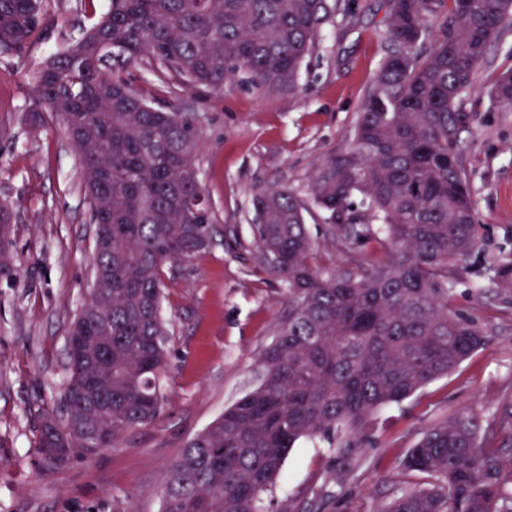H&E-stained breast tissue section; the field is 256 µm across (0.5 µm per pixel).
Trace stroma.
<instances>
[{
  "label": "stroma",
  "mask_w": 512,
  "mask_h": 512,
  "mask_svg": "<svg viewBox=\"0 0 512 512\" xmlns=\"http://www.w3.org/2000/svg\"><path fill=\"white\" fill-rule=\"evenodd\" d=\"M334 13L301 67L298 90L270 93L236 80L223 91H178L181 111L201 127V179L214 214L211 249L165 268L169 329L166 405L93 460L42 472L38 414L60 405L69 376L67 333L92 288L94 226L76 153L60 121L35 109L30 73L108 8V0H52L40 36L20 57L0 58V201L12 204L19 274L0 281V512H159L163 478L187 440L256 381L257 358L288 316V296L256 262L250 226L257 189L286 184L308 196L312 175L347 148L373 74L388 51L382 0H351ZM468 108L476 114L467 157L478 244L449 261L451 306L476 319L486 345L447 376L376 414L359 466L335 481L327 444L302 440L285 462L267 512H378L424 483L402 462L421 435L468 410L480 439L506 440L501 414L512 405V290L486 273L512 257V109L484 88L512 65V31L495 45ZM319 263L371 268V250L346 248L317 210L307 216Z\"/></svg>",
  "instance_id": "1"
}]
</instances>
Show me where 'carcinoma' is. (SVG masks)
Here are the masks:
<instances>
[{
  "label": "carcinoma",
  "instance_id": "carcinoma-1",
  "mask_svg": "<svg viewBox=\"0 0 512 512\" xmlns=\"http://www.w3.org/2000/svg\"><path fill=\"white\" fill-rule=\"evenodd\" d=\"M48 0H0V55L20 56ZM392 46L374 74L352 144L309 185L336 240L379 253L373 269L323 268L307 202L283 184L252 197L258 263L288 293V318L260 357L262 378L188 439L163 482L161 512H264L288 452L328 443L334 478L353 471L372 416L449 374L486 342L450 305L448 261L478 241L466 169L467 109L489 51L512 29V0H385ZM329 0H109L107 12L30 76L41 112L63 124L79 157L95 224L93 274L105 286L77 313L100 346L69 362L63 409L40 414L37 451L92 458L164 410L169 330L163 268L211 248L212 212L198 159L201 131L175 103L155 106L112 57L150 68L156 91L221 90L239 74L269 92L297 91L330 21ZM512 107V67L487 86ZM14 213L0 203V279L16 278ZM512 288V258L492 267ZM463 411L422 434L404 467L430 478L379 512H512V472Z\"/></svg>",
  "mask_w": 512,
  "mask_h": 512
}]
</instances>
